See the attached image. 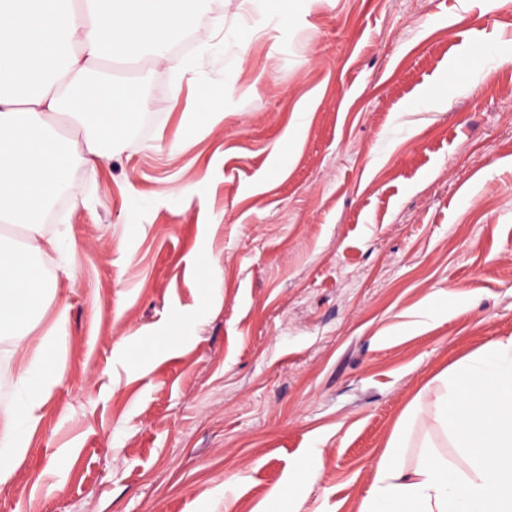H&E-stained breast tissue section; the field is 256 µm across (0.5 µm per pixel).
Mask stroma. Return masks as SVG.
<instances>
[{
  "label": "stroma",
  "instance_id": "obj_1",
  "mask_svg": "<svg viewBox=\"0 0 512 512\" xmlns=\"http://www.w3.org/2000/svg\"><path fill=\"white\" fill-rule=\"evenodd\" d=\"M481 43L512 55V0H207L191 77L102 62L151 108L44 223L60 382L0 512H253L295 479V512H358L408 405L441 440L437 375L512 336V64L446 80Z\"/></svg>",
  "mask_w": 512,
  "mask_h": 512
}]
</instances>
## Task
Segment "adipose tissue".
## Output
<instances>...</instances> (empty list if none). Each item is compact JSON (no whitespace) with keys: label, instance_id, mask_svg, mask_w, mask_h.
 Segmentation results:
<instances>
[{"label":"adipose tissue","instance_id":"ef3b65f1","mask_svg":"<svg viewBox=\"0 0 512 512\" xmlns=\"http://www.w3.org/2000/svg\"><path fill=\"white\" fill-rule=\"evenodd\" d=\"M187 0H0V335L9 337L0 386V487L29 452L28 436L58 382L47 366L54 340L28 337L56 282L46 259L59 241L42 219L77 165L95 166L105 146L150 107L140 85L96 74L101 59L163 61L172 38L193 27ZM452 447L410 448L395 425L359 512H512V336L455 362L433 403Z\"/></svg>","mask_w":512,"mask_h":512}]
</instances>
